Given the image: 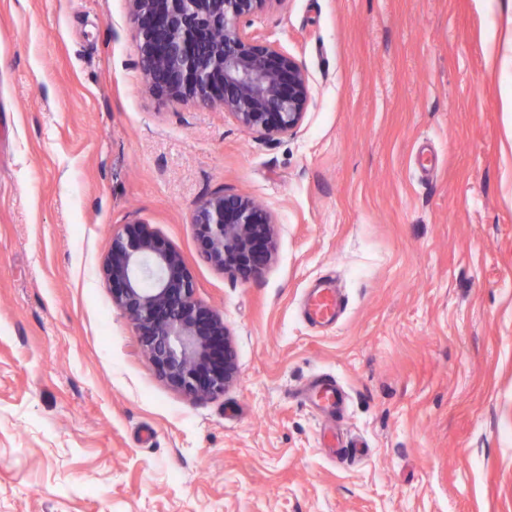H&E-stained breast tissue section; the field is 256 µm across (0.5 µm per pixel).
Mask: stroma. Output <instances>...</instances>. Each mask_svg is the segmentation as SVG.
Returning a JSON list of instances; mask_svg holds the SVG:
<instances>
[{
  "instance_id": "stroma-1",
  "label": "stroma",
  "mask_w": 512,
  "mask_h": 512,
  "mask_svg": "<svg viewBox=\"0 0 512 512\" xmlns=\"http://www.w3.org/2000/svg\"><path fill=\"white\" fill-rule=\"evenodd\" d=\"M246 30L308 75L294 132L155 95L127 0H0V512H512V9L280 0ZM218 191L276 220L250 280L200 255ZM135 221L229 329L223 394L170 386L113 304ZM319 373L352 464L296 396ZM342 300L333 282L327 279L326 284L315 288L306 305V316L311 323L331 321L340 312Z\"/></svg>"
}]
</instances>
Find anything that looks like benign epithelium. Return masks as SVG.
Listing matches in <instances>:
<instances>
[{"label": "benign epithelium", "mask_w": 512, "mask_h": 512, "mask_svg": "<svg viewBox=\"0 0 512 512\" xmlns=\"http://www.w3.org/2000/svg\"><path fill=\"white\" fill-rule=\"evenodd\" d=\"M138 64L150 89L172 102L224 110L242 127L272 137L304 121L310 87L300 63L246 32L243 23L283 0H128ZM201 256L244 280L276 251L275 221L249 196L225 191L194 207ZM101 273L113 302L169 385L198 398L224 392L238 376L224 320L196 297L182 256L139 222L112 235Z\"/></svg>", "instance_id": "obj_1"}]
</instances>
